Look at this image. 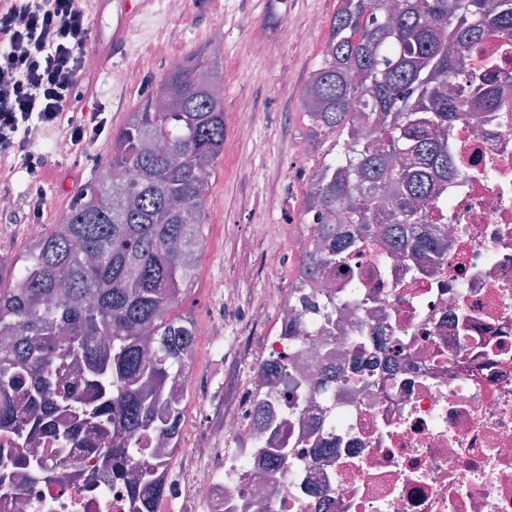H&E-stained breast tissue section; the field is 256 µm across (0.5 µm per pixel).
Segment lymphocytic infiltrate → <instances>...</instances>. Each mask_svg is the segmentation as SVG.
<instances>
[{"label": "lymphocytic infiltrate", "mask_w": 512, "mask_h": 512, "mask_svg": "<svg viewBox=\"0 0 512 512\" xmlns=\"http://www.w3.org/2000/svg\"><path fill=\"white\" fill-rule=\"evenodd\" d=\"M87 0H12L0 10V163L37 175L38 158L26 133L39 125L63 130L74 151L87 150L111 133L106 107L84 112L79 86L92 37Z\"/></svg>", "instance_id": "f902f5d3"}]
</instances>
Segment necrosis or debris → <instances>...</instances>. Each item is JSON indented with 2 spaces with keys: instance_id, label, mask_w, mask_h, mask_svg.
Segmentation results:
<instances>
[{
  "instance_id": "necrosis-or-debris-1",
  "label": "necrosis or debris",
  "mask_w": 512,
  "mask_h": 512,
  "mask_svg": "<svg viewBox=\"0 0 512 512\" xmlns=\"http://www.w3.org/2000/svg\"><path fill=\"white\" fill-rule=\"evenodd\" d=\"M455 83L469 113L444 131L455 169L436 180L418 227L443 244L390 254L387 233L355 238L327 287L291 285L241 304L258 269H279V228L259 264L208 282L211 313L194 339L245 362L237 405L213 447L204 416L180 419L176 440L150 435L121 475L98 462L95 427L54 413L56 434L30 454L58 478L14 469L0 433V512H134L142 459L161 464L154 512L181 500L195 512H512V41L487 36ZM287 449L282 464L266 451Z\"/></svg>"
}]
</instances>
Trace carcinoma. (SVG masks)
Returning <instances> with one entry per match:
<instances>
[{
  "label": "carcinoma",
  "instance_id": "carcinoma-1",
  "mask_svg": "<svg viewBox=\"0 0 512 512\" xmlns=\"http://www.w3.org/2000/svg\"><path fill=\"white\" fill-rule=\"evenodd\" d=\"M491 33L512 39V0H396L390 12L382 0H338L303 94L309 136H333L336 156L319 167L307 208L340 210L370 235L376 193L396 185L386 223L425 219L433 178L453 167L441 130L466 111L448 86ZM222 84L217 61L187 56L112 133V182L96 175L82 187L19 271L0 264V330L16 333L0 345V430L18 447L52 423L16 410L15 396L101 428L117 472L126 442L169 433L182 412L162 388L186 376L195 325L168 310L190 290L192 248L205 239L209 179L224 152ZM356 111L367 126L351 122ZM335 232L320 224L326 252L303 253L310 279L344 262ZM67 363L84 365L82 383L67 379ZM141 471L137 512H153L160 465L144 458Z\"/></svg>",
  "mask_w": 512,
  "mask_h": 512
}]
</instances>
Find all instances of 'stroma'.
Returning a JSON list of instances; mask_svg holds the SVG:
<instances>
[{
    "label": "stroma",
    "instance_id": "obj_1",
    "mask_svg": "<svg viewBox=\"0 0 512 512\" xmlns=\"http://www.w3.org/2000/svg\"><path fill=\"white\" fill-rule=\"evenodd\" d=\"M337 0H212L210 7H193L173 18L155 12L150 15L148 33L132 35L124 55L111 61L112 69L132 67L138 58L151 57L154 66L136 85L108 83V74L95 70L91 79L94 100L112 103L113 127L124 124L128 113L143 103L152 85L168 71L170 59L206 50L224 66V152L211 176L207 211L224 213L223 224H206L208 252L196 262L191 291L172 309L173 314L201 322L210 310L206 285L213 276L228 272L236 263L255 258L263 246L252 233L259 224H290L303 210L309 185L301 172H313L322 157L331 152L333 140L312 143L306 157L293 156L295 140L309 136L307 118L301 106L304 85L321 63L328 38V25ZM320 15L321 28H310V15ZM224 29V45L211 46L208 33L213 25ZM276 57L281 69L292 77L282 84L277 73L266 70L267 57ZM250 101L255 111L252 138L264 139L267 149L256 155L252 138L235 129L239 101ZM54 133L35 144L33 152L46 161V171L55 180L32 179L25 168L8 177L15 212H23L36 199H43L46 216L66 211L73 193L109 158L111 145L98 144L80 156L62 159L52 151ZM276 196L281 208L271 212L266 200ZM200 376L191 377L187 413L207 411L222 414L234 401V381L245 366L234 349L222 353L200 352Z\"/></svg>",
    "mask_w": 512,
    "mask_h": 512
}]
</instances>
